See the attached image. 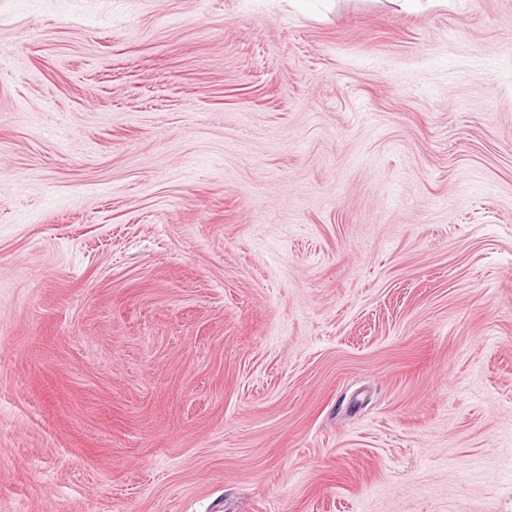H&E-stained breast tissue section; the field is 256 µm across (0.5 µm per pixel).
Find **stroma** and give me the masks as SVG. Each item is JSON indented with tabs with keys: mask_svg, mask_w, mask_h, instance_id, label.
Listing matches in <instances>:
<instances>
[{
	"mask_svg": "<svg viewBox=\"0 0 512 512\" xmlns=\"http://www.w3.org/2000/svg\"><path fill=\"white\" fill-rule=\"evenodd\" d=\"M0 512H512V0H0Z\"/></svg>",
	"mask_w": 512,
	"mask_h": 512,
	"instance_id": "35a3bbf8",
	"label": "stroma"
}]
</instances>
